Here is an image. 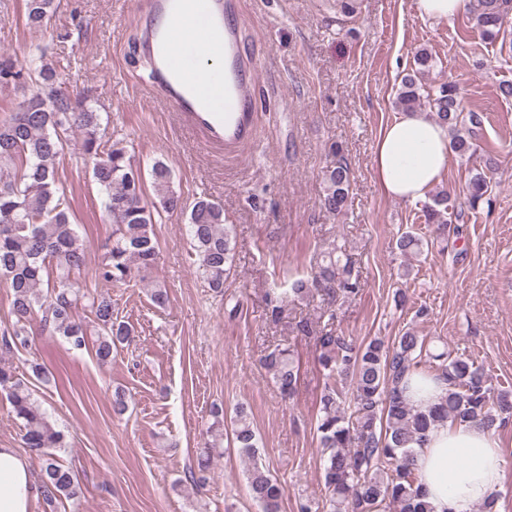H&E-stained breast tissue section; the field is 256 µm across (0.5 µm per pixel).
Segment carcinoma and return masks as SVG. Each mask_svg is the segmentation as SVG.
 Here are the masks:
<instances>
[{
  "instance_id": "obj_1",
  "label": "carcinoma",
  "mask_w": 512,
  "mask_h": 512,
  "mask_svg": "<svg viewBox=\"0 0 512 512\" xmlns=\"http://www.w3.org/2000/svg\"><path fill=\"white\" fill-rule=\"evenodd\" d=\"M25 26L46 25L53 0H22ZM470 13L483 36L491 41L505 32L512 0H472ZM431 57L420 52L401 78L398 103L406 110L424 104L433 108L438 121L448 125L450 148L465 154L481 128L482 116L460 108L456 86L448 83L426 89L422 76ZM36 84L9 117L0 119V281L11 296L13 319L0 328V353L25 349L37 336H60L74 350L86 347L88 322L79 314L84 301L90 308L97 340L98 363L112 361L113 349L131 341L134 330L113 317L109 294L92 290L75 278L86 265L84 240L72 219V199L58 177L59 159L71 137L80 136L84 160L92 164L101 206L112 217V242L104 247L96 278L106 286L133 278L147 280L159 262L153 226L160 212H187L188 228L198 271L210 290L224 296V280L234 260L235 240L225 223L224 209L206 196L186 205L172 185V172L163 161L150 170L153 201L145 198V183L126 146L103 141L100 116L85 109L55 88L56 72L47 60V46L32 48L26 64L0 59V87ZM324 177L319 205L339 215L350 199V167L339 147ZM489 189L486 177L477 174L468 183L464 201L438 192L423 207L425 223L445 230L462 218L464 208L476 209ZM395 248L403 254H419L423 240L404 232ZM361 288L354 262L333 249L318 270L284 280L282 287L266 294L270 317L279 318L284 304L322 291L328 296L327 321L318 334L301 319L292 332L311 337L317 361L326 381L320 397L317 432L324 457L323 481L326 512H434L426 501L414 463L415 448L424 444L430 430L442 423L476 424L492 430L512 416V396L492 392L483 368L465 355L441 352L430 355L435 364L425 366V346L420 337L406 331L389 345L379 339L359 343L336 332V295L346 299ZM273 377L283 399H291L300 379L299 366L284 346L260 358ZM410 373L431 375L446 385L437 404L423 411L400 387ZM0 392L6 394L12 412L23 427L24 447L42 459L40 494L53 504L64 498L78 499L79 482L74 471L55 454L67 447L65 434L49 419L34 396L32 382L18 377L13 367L0 363ZM351 401L355 419L345 416L342 405ZM212 422L205 431L204 452L197 469L210 467L211 450L224 444L251 461L247 469L249 495L259 512H280L285 489L260 462L259 438L247 408L239 405L233 415L213 406Z\"/></svg>"
}]
</instances>
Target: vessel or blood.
Segmentation results:
<instances>
[{"instance_id":"vessel-or-blood-1","label":"vessel or blood","mask_w":512,"mask_h":512,"mask_svg":"<svg viewBox=\"0 0 512 512\" xmlns=\"http://www.w3.org/2000/svg\"><path fill=\"white\" fill-rule=\"evenodd\" d=\"M152 14L163 27L147 28L140 48L151 66L152 83L188 127L211 143L233 152L253 137L254 61L243 47L237 21L238 0H151ZM224 57V77L215 82L193 70L192 48H180L186 32Z\"/></svg>"}]
</instances>
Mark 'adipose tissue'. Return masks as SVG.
<instances>
[{
    "label": "adipose tissue",
    "mask_w": 512,
    "mask_h": 512,
    "mask_svg": "<svg viewBox=\"0 0 512 512\" xmlns=\"http://www.w3.org/2000/svg\"><path fill=\"white\" fill-rule=\"evenodd\" d=\"M448 127L420 112L387 124L373 151L374 176L385 194L422 200L441 178L449 158ZM420 480L435 512H470L501 489L504 459L494 432L442 424L415 452ZM37 482L17 449L0 447V512H29Z\"/></svg>",
    "instance_id": "adipose-tissue-1"
}]
</instances>
